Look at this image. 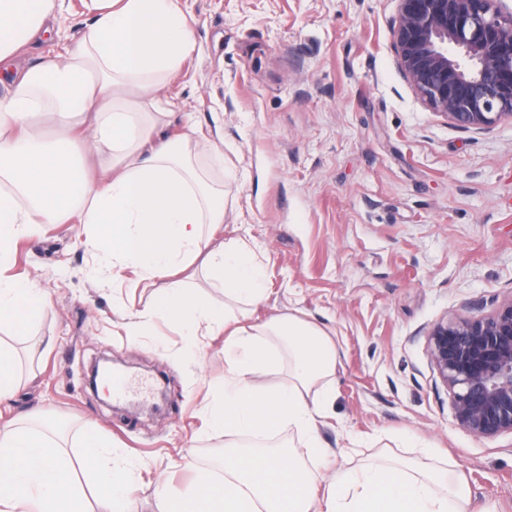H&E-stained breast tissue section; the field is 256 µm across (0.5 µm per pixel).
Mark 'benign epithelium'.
<instances>
[{"label":"benign epithelium","instance_id":"obj_1","mask_svg":"<svg viewBox=\"0 0 512 512\" xmlns=\"http://www.w3.org/2000/svg\"><path fill=\"white\" fill-rule=\"evenodd\" d=\"M399 2L398 64L427 106L462 130L512 119V9L499 0ZM428 345L457 424L478 437L512 434V300L437 323Z\"/></svg>","mask_w":512,"mask_h":512}]
</instances>
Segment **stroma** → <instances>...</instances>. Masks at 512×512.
<instances>
[{
  "instance_id": "stroma-1",
  "label": "stroma",
  "mask_w": 512,
  "mask_h": 512,
  "mask_svg": "<svg viewBox=\"0 0 512 512\" xmlns=\"http://www.w3.org/2000/svg\"><path fill=\"white\" fill-rule=\"evenodd\" d=\"M182 6L196 49L157 97L158 132L224 140L223 162H196L233 180L218 239L247 241L266 267L248 322L295 315L339 350L324 453L310 465L318 485L386 449L451 460L474 505L512 512V435L480 438L456 423L427 341L438 322L512 300V121L463 131L421 100L393 46L399 0ZM89 20L84 0H64L55 32L29 42L20 68L62 53ZM86 231L43 224L13 245L8 276L36 280L50 299L32 332L51 349L24 363L31 380L0 404V423L37 411L68 441L96 424L138 466V512H159V484H189L224 455L202 416L227 370L224 339L199 337L193 354L156 317L128 333L118 308H142L154 288L132 268L109 282L110 259L85 246ZM105 357L131 370L133 402L90 387ZM189 452L192 470L181 464Z\"/></svg>"
}]
</instances>
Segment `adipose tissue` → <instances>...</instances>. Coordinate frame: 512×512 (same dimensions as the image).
Wrapping results in <instances>:
<instances>
[{
    "label": "adipose tissue",
    "mask_w": 512,
    "mask_h": 512,
    "mask_svg": "<svg viewBox=\"0 0 512 512\" xmlns=\"http://www.w3.org/2000/svg\"><path fill=\"white\" fill-rule=\"evenodd\" d=\"M91 17L66 54L19 75L0 96V269L12 244L42 224L89 225L88 247L112 257V276L128 267L142 280L169 279L142 310L123 311L129 333L158 315L187 338L223 334L228 369L212 387L207 429L255 442L284 427L302 431L319 455L316 423L334 400L335 342L290 315L251 324L236 304L265 294V268L240 239L214 243L227 191L194 163L224 157L220 140H159L156 97L195 49L192 20L181 0H86ZM62 0H0V77L35 36L49 34ZM200 263L224 299L196 293L183 273ZM49 300L36 282L0 276V327L29 333ZM288 353L286 380L268 387L277 348ZM0 340V403L23 385L22 357ZM70 453L54 433L24 417L0 426V512H134V467L108 446L94 424ZM442 461L337 469L318 491L306 463L292 456L229 449L220 470H202L182 488L160 485V512H495L473 510L466 484Z\"/></svg>",
    "instance_id": "adipose-tissue-1"
}]
</instances>
